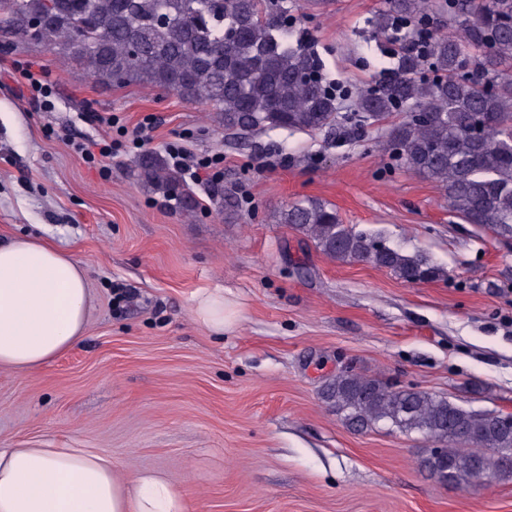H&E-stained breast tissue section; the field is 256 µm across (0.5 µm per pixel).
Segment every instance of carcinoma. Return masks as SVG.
<instances>
[{
  "instance_id": "carcinoma-1",
  "label": "carcinoma",
  "mask_w": 512,
  "mask_h": 512,
  "mask_svg": "<svg viewBox=\"0 0 512 512\" xmlns=\"http://www.w3.org/2000/svg\"><path fill=\"white\" fill-rule=\"evenodd\" d=\"M401 23L412 40L398 35ZM370 24L374 38L396 45L397 63L376 88L351 97L345 119L365 127L402 113L378 147L440 187L452 216L512 239V0H385ZM1 28L97 82L205 100L227 130L322 132L348 97L324 82L307 48L311 34L284 0H0ZM138 178L195 208L162 155L143 156ZM280 221L335 262H366L408 284L449 277L425 252L405 253L379 232L344 224L316 199L288 205ZM322 396L354 431L386 427L431 442L419 468L439 482L512 477V414L354 370L336 375Z\"/></svg>"
}]
</instances>
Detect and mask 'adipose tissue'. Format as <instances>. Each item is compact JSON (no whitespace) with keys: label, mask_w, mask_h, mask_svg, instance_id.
<instances>
[{"label":"adipose tissue","mask_w":512,"mask_h":512,"mask_svg":"<svg viewBox=\"0 0 512 512\" xmlns=\"http://www.w3.org/2000/svg\"><path fill=\"white\" fill-rule=\"evenodd\" d=\"M91 294L79 262L32 238L0 244V367L32 371L85 334ZM0 512H188L163 475L123 478L90 448H0Z\"/></svg>","instance_id":"ef3b65f1"}]
</instances>
